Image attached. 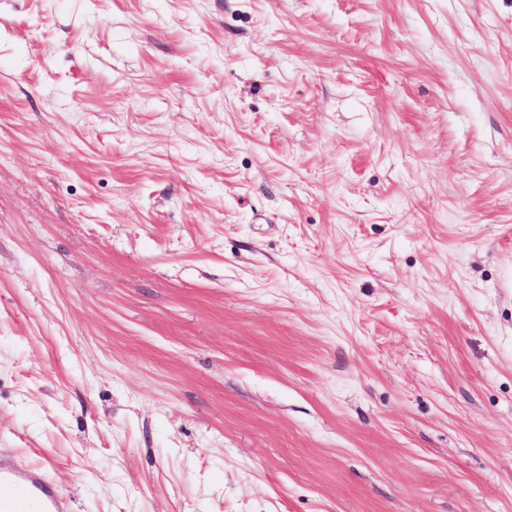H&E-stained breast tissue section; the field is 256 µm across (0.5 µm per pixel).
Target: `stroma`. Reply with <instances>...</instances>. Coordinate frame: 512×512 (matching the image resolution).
<instances>
[{
    "label": "stroma",
    "mask_w": 512,
    "mask_h": 512,
    "mask_svg": "<svg viewBox=\"0 0 512 512\" xmlns=\"http://www.w3.org/2000/svg\"><path fill=\"white\" fill-rule=\"evenodd\" d=\"M0 456L512 512V0H0Z\"/></svg>",
    "instance_id": "stroma-1"
}]
</instances>
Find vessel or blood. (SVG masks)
Here are the masks:
<instances>
[{
	"mask_svg": "<svg viewBox=\"0 0 512 512\" xmlns=\"http://www.w3.org/2000/svg\"><path fill=\"white\" fill-rule=\"evenodd\" d=\"M0 512H68V505L38 469L0 458Z\"/></svg>",
	"mask_w": 512,
	"mask_h": 512,
	"instance_id": "obj_1",
	"label": "vessel or blood"
}]
</instances>
